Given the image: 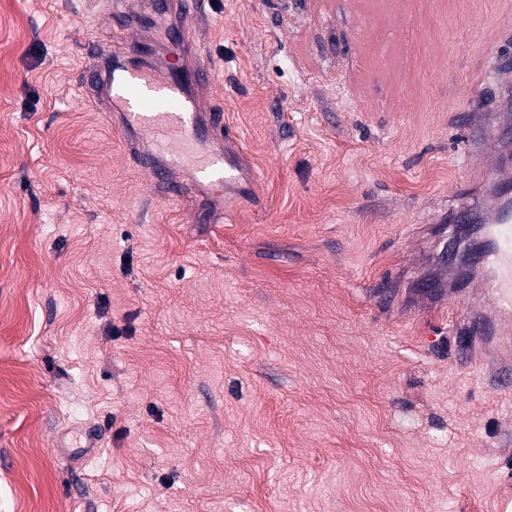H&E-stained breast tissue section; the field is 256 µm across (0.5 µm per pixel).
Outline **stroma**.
Returning a JSON list of instances; mask_svg holds the SVG:
<instances>
[{
  "instance_id": "1",
  "label": "stroma",
  "mask_w": 512,
  "mask_h": 512,
  "mask_svg": "<svg viewBox=\"0 0 512 512\" xmlns=\"http://www.w3.org/2000/svg\"><path fill=\"white\" fill-rule=\"evenodd\" d=\"M512 0H210L227 219L87 94L110 0H0V512H512V358L449 270ZM98 451L72 454L87 432Z\"/></svg>"
}]
</instances>
